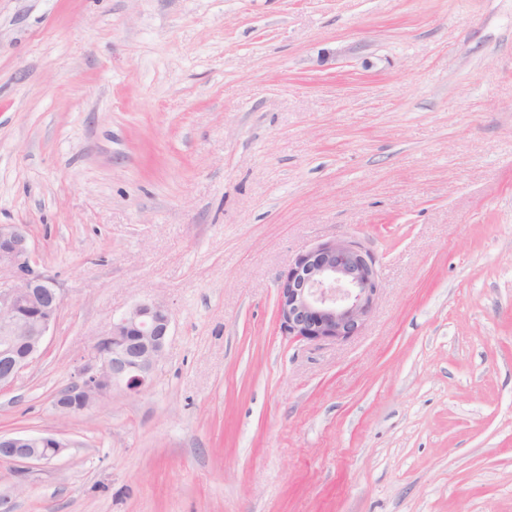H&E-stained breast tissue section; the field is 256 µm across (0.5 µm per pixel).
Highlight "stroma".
Returning a JSON list of instances; mask_svg holds the SVG:
<instances>
[{
	"label": "stroma",
	"mask_w": 512,
	"mask_h": 512,
	"mask_svg": "<svg viewBox=\"0 0 512 512\" xmlns=\"http://www.w3.org/2000/svg\"><path fill=\"white\" fill-rule=\"evenodd\" d=\"M0 224L64 303L0 388L12 512H512V0H0ZM355 336L282 332L334 240ZM165 303L150 386L52 402ZM378 289L375 260L360 244H321L299 255L278 286L281 326L309 342L348 339L369 315ZM73 443L63 437L43 434H0V460L50 465Z\"/></svg>",
	"instance_id": "obj_1"
}]
</instances>
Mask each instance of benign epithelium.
<instances>
[{"label":"benign epithelium","instance_id":"7a95c632","mask_svg":"<svg viewBox=\"0 0 512 512\" xmlns=\"http://www.w3.org/2000/svg\"><path fill=\"white\" fill-rule=\"evenodd\" d=\"M0 387L12 385L43 350L63 305L56 278L40 263L24 224H0ZM379 282L375 260L360 244L334 241L299 255L278 286V315L290 336L345 340L369 315ZM172 316L160 302H140L112 320L71 390L54 402L65 415L87 411L123 385L147 388L164 355ZM73 442L43 434H0V459L49 465Z\"/></svg>","mask_w":512,"mask_h":512}]
</instances>
